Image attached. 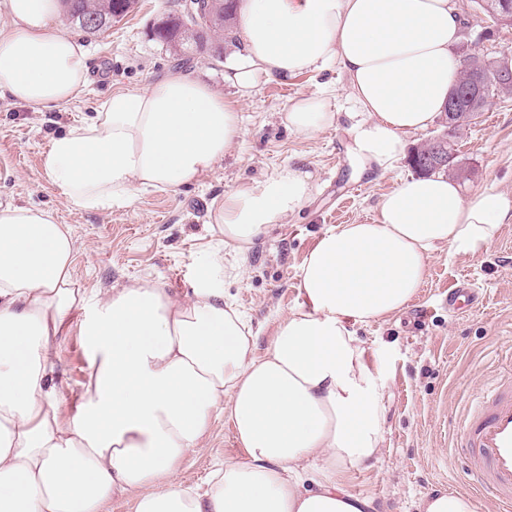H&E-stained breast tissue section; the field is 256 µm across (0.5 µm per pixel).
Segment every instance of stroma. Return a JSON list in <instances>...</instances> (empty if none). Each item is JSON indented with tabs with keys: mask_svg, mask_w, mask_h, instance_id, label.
Returning <instances> with one entry per match:
<instances>
[{
	"mask_svg": "<svg viewBox=\"0 0 512 512\" xmlns=\"http://www.w3.org/2000/svg\"><path fill=\"white\" fill-rule=\"evenodd\" d=\"M457 3L465 25L461 50L493 61L512 56V28L494 26L477 0ZM173 8L174 0H138L104 34H82L93 76L85 93L66 107L42 112L0 95V204L49 209L71 227L83 288L105 291L153 278L185 292L202 251L223 238L213 216L225 192L262 180L283 164H299L312 175L313 196L254 242L244 273L230 271L224 278V293L250 321L261 353L280 318L302 304L299 269L323 230L377 217L381 198L412 169L402 161L383 176L354 171L347 79L332 68L285 83H258L241 103L244 137L197 182L174 192L146 188L128 206L98 212L66 201L44 172L50 138L92 114L113 91L139 89L175 72L174 60L149 31L154 18ZM322 93L339 114L337 124L311 138L290 133L283 116L292 101ZM458 149L473 171L461 184L464 196L493 185L512 198V96L489 98ZM463 276L475 281L482 299L466 311L449 312L448 290ZM358 334L384 393L385 427L377 459L352 469L347 492L369 499L371 512H420L427 496L442 492L472 495L474 512H498L492 496H473L467 464L452 443L456 412L493 375L496 352L512 348V223L501 225L495 242L477 254L437 250L407 307L359 327ZM59 354L58 403L68 418L90 372L91 353L79 323L62 336ZM243 455L230 424L219 423L206 451L186 457L181 480L202 484L215 462Z\"/></svg>",
	"mask_w": 512,
	"mask_h": 512,
	"instance_id": "35a3bbf8",
	"label": "stroma"
}]
</instances>
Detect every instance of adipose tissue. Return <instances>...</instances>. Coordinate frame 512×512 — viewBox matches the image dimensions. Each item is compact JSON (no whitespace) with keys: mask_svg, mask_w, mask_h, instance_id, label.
<instances>
[{"mask_svg":"<svg viewBox=\"0 0 512 512\" xmlns=\"http://www.w3.org/2000/svg\"><path fill=\"white\" fill-rule=\"evenodd\" d=\"M62 11L61 0H0V93L40 110L82 95L89 55L58 27ZM237 36L242 52L224 74L235 98L181 72L115 91L50 139L47 178L89 212L143 188L176 190L239 144L240 104L260 81L329 66L360 115L349 129L356 169L384 175L406 136L440 115L462 67L454 0H240ZM284 123L310 137L337 114L306 96ZM313 190L289 163L225 193L215 212L224 247L185 293L146 279L80 288L70 227L38 207H0V512H101L115 498L134 512H366L344 481L378 455L385 408L357 328L406 307L438 249L491 246L512 200L492 186L464 197L441 174L402 181L375 223L321 233L300 267L304 307L255 354L250 324L224 295V253L246 256ZM77 312L90 380L66 419L55 368ZM221 420L244 459L216 464L205 488L183 485V460Z\"/></svg>","mask_w":512,"mask_h":512,"instance_id":"ef3b65f1","label":"adipose tissue"}]
</instances>
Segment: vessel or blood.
I'll return each instance as SVG.
<instances>
[{"label": "vessel or blood", "instance_id": "vessel-or-blood-1", "mask_svg": "<svg viewBox=\"0 0 512 512\" xmlns=\"http://www.w3.org/2000/svg\"><path fill=\"white\" fill-rule=\"evenodd\" d=\"M479 298L467 277L448 290V309L459 312ZM499 372L465 407L454 450L464 456L476 487L491 494L500 512H512V352L499 356Z\"/></svg>", "mask_w": 512, "mask_h": 512}]
</instances>
